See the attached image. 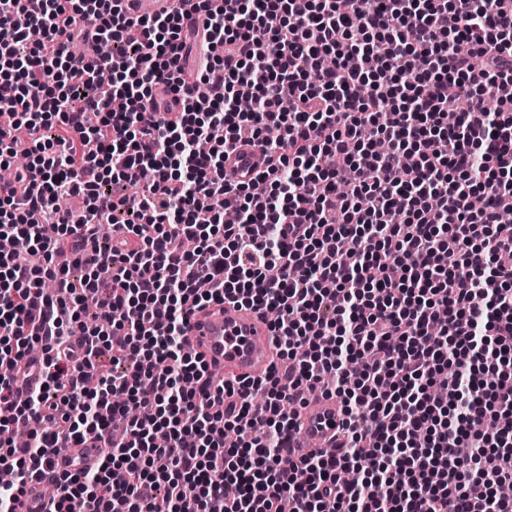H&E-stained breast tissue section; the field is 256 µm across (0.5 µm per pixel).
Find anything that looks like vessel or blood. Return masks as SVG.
<instances>
[{"mask_svg":"<svg viewBox=\"0 0 512 512\" xmlns=\"http://www.w3.org/2000/svg\"><path fill=\"white\" fill-rule=\"evenodd\" d=\"M124 12L131 17L156 16L181 9L185 27L198 25L194 0H122ZM260 152L249 140L242 139L224 161L226 176L247 180L260 168ZM188 342L204 355L212 369L220 370L224 380L248 381L267 369L272 350L267 326L253 310L232 304L211 307L195 314L187 329ZM342 425V412L335 398L318 396L303 408L292 446L304 454L311 447L331 448ZM99 452L92 446L67 449L56 457L54 472H73L97 464Z\"/></svg>","mask_w":512,"mask_h":512,"instance_id":"vessel-or-blood-1","label":"vessel or blood"}]
</instances>
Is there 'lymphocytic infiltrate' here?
Returning a JSON list of instances; mask_svg holds the SVG:
<instances>
[{"mask_svg":"<svg viewBox=\"0 0 512 512\" xmlns=\"http://www.w3.org/2000/svg\"><path fill=\"white\" fill-rule=\"evenodd\" d=\"M338 2L195 0L191 44L177 11L0 0V166L32 183L0 196V429L29 432L0 512L88 440L48 512H512L511 5ZM246 133L263 168L225 183ZM224 303L278 363L221 408L184 346ZM317 390L347 435L296 460ZM83 447L67 448L55 458L53 470L55 473L74 472L81 468H91L98 463L99 452L90 443Z\"/></svg>","mask_w":512,"mask_h":512,"instance_id":"lymphocytic-infiltrate-1","label":"lymphocytic infiltrate"}]
</instances>
